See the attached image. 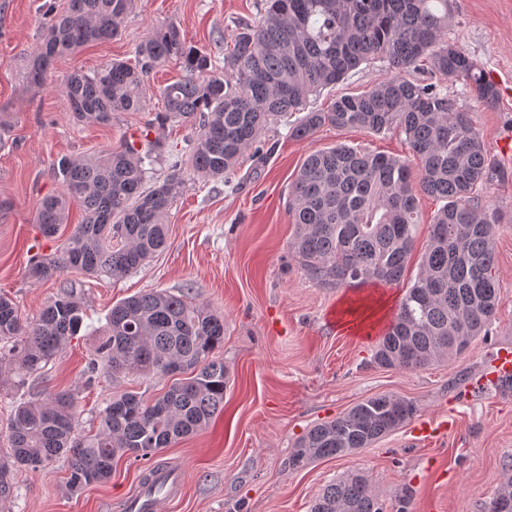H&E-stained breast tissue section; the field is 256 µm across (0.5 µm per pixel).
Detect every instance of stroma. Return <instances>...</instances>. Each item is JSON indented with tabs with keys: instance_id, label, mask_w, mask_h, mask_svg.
Wrapping results in <instances>:
<instances>
[{
	"instance_id": "stroma-1",
	"label": "stroma",
	"mask_w": 512,
	"mask_h": 512,
	"mask_svg": "<svg viewBox=\"0 0 512 512\" xmlns=\"http://www.w3.org/2000/svg\"><path fill=\"white\" fill-rule=\"evenodd\" d=\"M66 0H0V294L11 297L25 321H34L59 290L60 281L32 283L30 260L50 255L80 223L72 209L56 236L35 222L39 201L58 193L52 164L61 156L84 157L119 148L129 135L148 130L161 144L153 176L165 178L190 149L197 125H154L163 109L160 87L182 71L162 63L147 84L144 107L117 112L106 126L73 120L56 79L92 72L112 60L133 61L135 47L163 21H176L188 44L220 53L233 45L239 25L254 22L263 0H135L112 40L90 44L55 61V80L31 85L26 70L42 29ZM448 39L484 68L499 96L494 105L474 100L463 81L448 84L449 96L468 110L496 163L477 194L500 216L496 227V275L501 300L495 316L466 354L419 369L376 367L375 341L362 339L340 319L348 308L383 332L374 313L385 302L395 313L405 283H371L326 289L315 286L289 251L294 224L288 187L312 152L345 144L412 161L400 129L375 134L360 129L319 128L310 138L288 135L301 120L295 112L272 123L264 135V159L244 155L232 179L185 169L179 196L167 217V246L127 278L112 282L75 271L87 308L78 336L46 373L20 382L0 379V454L9 448L8 423L15 402L74 394L79 435L94 434L98 414L112 396L131 391L150 401L170 376L114 379L106 370L88 373L105 316L121 300L167 290L209 306L224 317V344L216 355L230 372L224 411L209 427L157 452L156 461L181 471V492L162 500L161 512H310L321 489L347 473L362 471L385 512H485L512 475V385L484 383L494 353L512 345V0H454ZM388 73L380 62L360 65L342 82L310 96L306 110H326L336 97L359 95ZM63 278V279H64ZM393 394L413 402L412 421L354 453L295 470L288 458L313 425L336 419L358 402ZM454 420L452 430L420 440V421ZM149 461L126 456L112 463L109 479L78 491L68 488V464L57 459L40 470L15 473L11 512H127L141 491Z\"/></svg>"
}]
</instances>
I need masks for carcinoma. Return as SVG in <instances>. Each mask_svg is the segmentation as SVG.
Returning <instances> with one entry per match:
<instances>
[{
    "mask_svg": "<svg viewBox=\"0 0 512 512\" xmlns=\"http://www.w3.org/2000/svg\"><path fill=\"white\" fill-rule=\"evenodd\" d=\"M133 0H66L49 20L28 77L43 86L55 59L115 37ZM451 0H266L258 20L246 24L224 53L219 73L211 54L187 44L173 22L138 44L134 63L114 61L90 74L63 78L58 91L79 122L108 125L116 112L143 108L157 65L180 64L182 79L161 89L159 119L202 117L191 141V166L207 177H226L244 153L260 152L277 118L305 109L317 90L342 81L377 60L389 77L359 96L343 95L322 112H309L290 128L306 139L323 125L375 134L399 128L419 161L358 150L345 144L307 156L288 187L295 224L294 256L320 288L352 283L396 284L415 247L420 224L415 191L444 202L433 216L419 271L374 350L383 369L415 370L465 353L500 302L495 274V224L476 193L495 164L468 111L448 97L443 81L461 79L476 101L493 104L496 85L459 46L448 42ZM427 71L437 81L409 77ZM160 145L141 134L91 157L62 156L53 163L61 192L44 197L35 212L51 237L70 207L84 212L60 253L31 259L35 283L75 270L118 281L167 244L166 214L183 179L173 172L147 183ZM86 306L71 283L29 325L15 303L0 295V366L23 374L44 371L79 335ZM224 345V317L206 305L167 291L133 295L112 306L88 372L103 367L114 378L130 373L180 376L151 403L125 392L99 416L98 432L75 434V398L59 392L18 403L9 427L10 451L0 461V506L13 497L12 472L37 470L64 457L68 485L83 489L107 479L117 456L145 460L224 411L229 373L215 351ZM412 402L391 394L370 397L343 415L312 427L297 442L289 465L367 448L411 419ZM311 512H383L369 476L350 472L322 489ZM486 512H512V477Z\"/></svg>",
    "mask_w": 512,
    "mask_h": 512,
    "instance_id": "obj_1",
    "label": "carcinoma"
}]
</instances>
